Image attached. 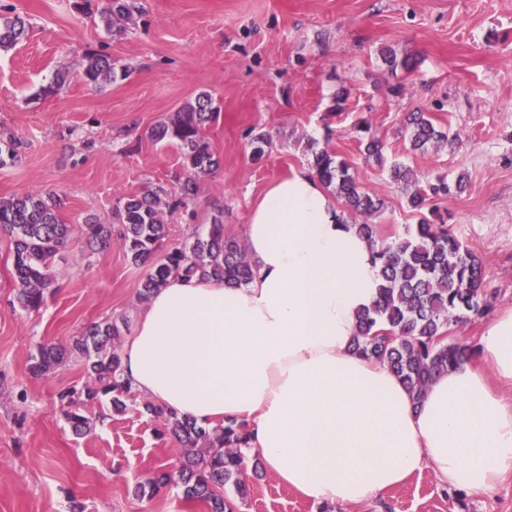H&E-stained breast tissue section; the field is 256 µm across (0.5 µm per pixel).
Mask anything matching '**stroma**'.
I'll list each match as a JSON object with an SVG mask.
<instances>
[{
	"label": "stroma",
	"instance_id": "stroma-1",
	"mask_svg": "<svg viewBox=\"0 0 512 512\" xmlns=\"http://www.w3.org/2000/svg\"><path fill=\"white\" fill-rule=\"evenodd\" d=\"M128 34L112 38L97 20L106 0H0V17L26 16L25 41L0 52V134L21 138V159L0 168V198L59 195L61 216L79 225L115 221L119 198L146 182L177 188L184 177L175 143L145 130L167 113L212 94L219 116L205 136L219 168L198 182L187 207L169 216L166 246L221 221L243 236L252 205L274 180L309 167L307 140L354 167L363 190L384 199L373 222L380 238L401 234L418 216L387 171L358 151L360 121L388 158L420 182L464 175L466 188L432 205L463 244L485 257L484 288L494 311L512 306V0H133ZM417 57L399 72L401 97L387 91L380 50ZM112 55L130 75L104 89L86 85L87 55ZM71 79L56 94L41 89L60 66ZM345 91L344 110L336 94ZM429 113L453 143L413 152L407 113ZM272 138L253 162L250 134ZM12 246L0 237V512H207L171 485L140 494L178 460L173 439L129 398L85 408L89 432L74 434L58 395L86 381L81 359L33 376L43 344L67 345L90 323L136 324L144 304L143 267L120 238L90 257L70 249L57 259L56 290L39 311L15 300ZM250 495L241 512H512V474L490 492L444 486L431 471L360 505L321 506L282 485L249 456Z\"/></svg>",
	"mask_w": 512,
	"mask_h": 512
}]
</instances>
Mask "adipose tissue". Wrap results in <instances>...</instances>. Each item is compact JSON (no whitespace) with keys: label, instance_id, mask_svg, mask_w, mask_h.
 Returning a JSON list of instances; mask_svg holds the SVG:
<instances>
[{"label":"adipose tissue","instance_id":"1","mask_svg":"<svg viewBox=\"0 0 512 512\" xmlns=\"http://www.w3.org/2000/svg\"><path fill=\"white\" fill-rule=\"evenodd\" d=\"M254 279L173 278L122 348L139 397L203 426L247 420L252 451L309 501L357 505L417 472L493 490L512 473V309L480 337L483 366L435 378L421 403L353 349L382 283L373 245L309 170L273 182L246 226Z\"/></svg>","mask_w":512,"mask_h":512}]
</instances>
